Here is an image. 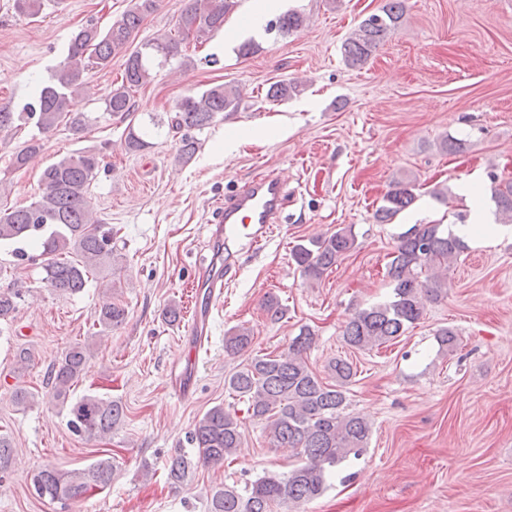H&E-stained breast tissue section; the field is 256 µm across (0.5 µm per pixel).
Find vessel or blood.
I'll list each match as a JSON object with an SVG mask.
<instances>
[{
  "mask_svg": "<svg viewBox=\"0 0 512 512\" xmlns=\"http://www.w3.org/2000/svg\"><path fill=\"white\" fill-rule=\"evenodd\" d=\"M282 188L277 175L267 174L226 199L217 212V221L224 226L225 241L245 239L251 245H260L276 221Z\"/></svg>",
  "mask_w": 512,
  "mask_h": 512,
  "instance_id": "1",
  "label": "vessel or blood"
}]
</instances>
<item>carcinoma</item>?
Instances as JSON below:
<instances>
[{"instance_id":"carcinoma-1","label":"carcinoma","mask_w":512,"mask_h":512,"mask_svg":"<svg viewBox=\"0 0 512 512\" xmlns=\"http://www.w3.org/2000/svg\"><path fill=\"white\" fill-rule=\"evenodd\" d=\"M160 0H134L121 20L101 30L93 24L80 28L72 36L64 62L49 82L34 92L33 101L22 111L0 106V131L18 129L32 120L38 131L49 133L60 123L75 133L90 123L77 110L84 81L90 68H107L112 58L124 54L120 80L104 98V111L128 115L133 111V94L150 83L157 58L173 59L182 52L188 39L198 44L224 28V21L237 0H184L178 18L177 35H160L134 46L145 19L154 14ZM406 11V0H387L380 13L363 20L345 39L341 53L349 67L367 63L387 37L394 32ZM306 17L289 11L270 24V28L288 35L301 29ZM300 85L292 81L272 83L266 99L280 103L297 95ZM241 92L233 85L217 84L201 92H191L177 100L168 118L170 129L184 131L179 158L187 163L195 155L192 130L210 125L217 115L238 109ZM152 147L145 134L128 126L124 149L129 154ZM42 148L33 135L13 155L17 169L25 167ZM101 159L94 152H81L46 166L41 173V193L25 206L0 211V248L17 260L29 258L27 249H40L43 280L61 294L75 295L86 287L89 277L103 264L112 261V228L91 210L87 194L96 177ZM416 199L414 184L395 181L374 213L380 224L391 222ZM499 220L512 221V179L499 182L494 190ZM357 237L352 228H340L317 238L310 245L299 244L292 258L305 277L318 282L344 255L355 249ZM461 238L439 223L415 224L398 236L386 266V278L392 288L390 300L356 310L343 330L345 343L356 350H371L393 344L424 316L427 304L448 295L447 272L464 251ZM22 289H0V321H8L17 310ZM128 311L117 302L104 304L97 313V324L105 329L121 326ZM439 351L454 352L459 346L456 330L445 326L435 333ZM253 341L251 330L236 327L224 337V351L239 354ZM315 342V333L307 326L292 338L288 353L256 355L237 369L225 382L229 391L248 403L247 413L263 424L269 444L286 448L298 459L288 475L262 476L249 487L211 489L208 512H274L286 505L298 509L327 489L328 478L336 475L350 459L360 458L368 448L371 425L349 411L348 386L357 371L347 359L329 365V380H324L307 362V351ZM89 358L87 346L68 347L52 366L46 385L56 400L66 404L71 387L83 374ZM68 423L74 433L87 442L101 440L124 421L123 405L115 400L84 395L69 405ZM244 434L237 419L216 405L198 419L191 441L199 450L194 458L184 453L173 457L167 468L169 480L183 481L199 468H220L243 445ZM10 439L0 435V474L13 460ZM112 482V457L96 460L82 469L62 470L54 465L40 466L33 474L35 495L43 500L65 504L84 497Z\"/></svg>"}]
</instances>
